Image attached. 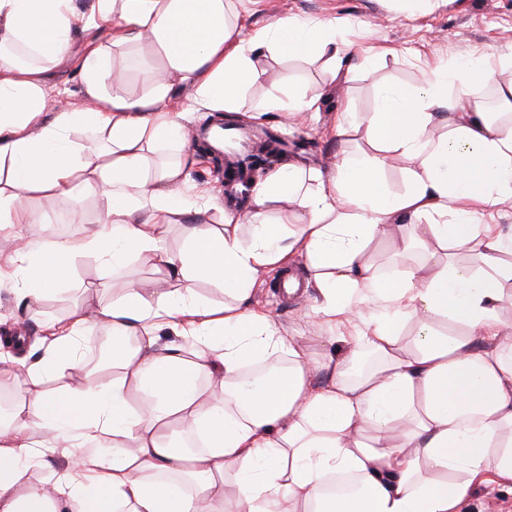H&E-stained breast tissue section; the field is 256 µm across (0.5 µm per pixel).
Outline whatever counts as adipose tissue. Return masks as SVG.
Wrapping results in <instances>:
<instances>
[{"label":"adipose tissue","mask_w":512,"mask_h":512,"mask_svg":"<svg viewBox=\"0 0 512 512\" xmlns=\"http://www.w3.org/2000/svg\"><path fill=\"white\" fill-rule=\"evenodd\" d=\"M227 3L91 0L83 12L76 0H0V224L28 223L34 195L106 202L82 237L16 256L26 315L81 256L98 259L104 295L72 306L38 360H0V385L28 383L0 417V512H459L486 473L512 482V332L501 319L512 231L475 221L512 204V126L472 97L491 84L512 104V53L379 87L362 119L368 149L342 151L329 175L284 163L254 184L247 214L185 225L174 251L168 227L203 202L181 192L189 155L172 93L236 112L265 79L256 56L333 65L351 50L335 25L293 16L241 38ZM78 30L87 106L55 111L45 74ZM136 57L153 72L133 95L113 61ZM313 107L276 84L252 112L297 119ZM78 126L104 147H76ZM397 165L400 192L387 176ZM281 201L296 204L294 223L269 220ZM388 229L401 245L385 271L374 252ZM297 255L313 272L316 321L351 329L317 369L299 337L250 303L257 279ZM131 256L159 270L150 290L121 279ZM197 282L222 287L223 304L202 300ZM91 328L111 339L107 360L46 391L83 366ZM176 415L181 443L168 431ZM36 469L45 480H31Z\"/></svg>","instance_id":"ef3b65f1"}]
</instances>
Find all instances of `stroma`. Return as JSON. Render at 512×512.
I'll use <instances>...</instances> for the list:
<instances>
[{
	"mask_svg": "<svg viewBox=\"0 0 512 512\" xmlns=\"http://www.w3.org/2000/svg\"><path fill=\"white\" fill-rule=\"evenodd\" d=\"M230 7L245 37L283 15L336 22L340 34L348 40L358 30L371 31L370 48H359L335 74L322 60L260 56L257 64L265 70L267 80L246 90L241 110L236 114L239 123H248L249 110L266 96L271 82L286 80L302 85L306 97L317 100L312 113L291 121L271 112L260 118L259 123L298 142V149L289 150V160L326 174L333 170L341 150L365 146L362 128L351 126L342 133L337 123L341 113L359 118L370 112L378 84L412 85L420 81L424 70L447 62L483 57L495 65L500 54L512 48V0H446L437 7L423 4L422 0L408 6L398 4L397 0H259L255 5L250 0H232ZM81 49L82 36L74 34L68 56L48 78L56 108H79L86 104L76 66ZM184 191L190 196L209 195L215 202L214 208L191 216V223H223L224 174L210 159L199 158L190 167ZM29 207L33 213L47 218L46 228L28 224L0 228L1 341L17 334L37 340L44 324L64 319L74 302L96 297L98 264L95 259L84 258L77 262L67 288L42 304L38 319L18 316L11 291L15 250L35 249L44 235L55 233L60 224L66 225L67 236L80 237L97 223L104 203L90 198L75 210L64 197L35 198ZM288 273L303 284L298 294L284 296L277 287L279 274L269 273L256 282L252 303L269 310L280 328L302 337L310 360L322 359L330 350L325 342L328 329L311 315L315 294L306 286L308 271L303 259H296ZM465 512H512V485L486 475L476 483Z\"/></svg>",
	"mask_w": 512,
	"mask_h": 512,
	"instance_id": "1",
	"label": "stroma"
}]
</instances>
